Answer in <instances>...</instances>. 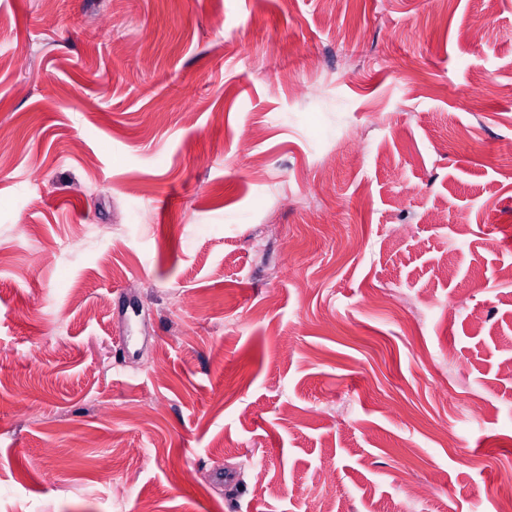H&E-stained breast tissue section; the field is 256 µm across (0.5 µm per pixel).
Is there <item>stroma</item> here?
Instances as JSON below:
<instances>
[{
    "instance_id": "35a3bbf8",
    "label": "stroma",
    "mask_w": 512,
    "mask_h": 512,
    "mask_svg": "<svg viewBox=\"0 0 512 512\" xmlns=\"http://www.w3.org/2000/svg\"><path fill=\"white\" fill-rule=\"evenodd\" d=\"M510 84L512 0H0V512H495Z\"/></svg>"
}]
</instances>
